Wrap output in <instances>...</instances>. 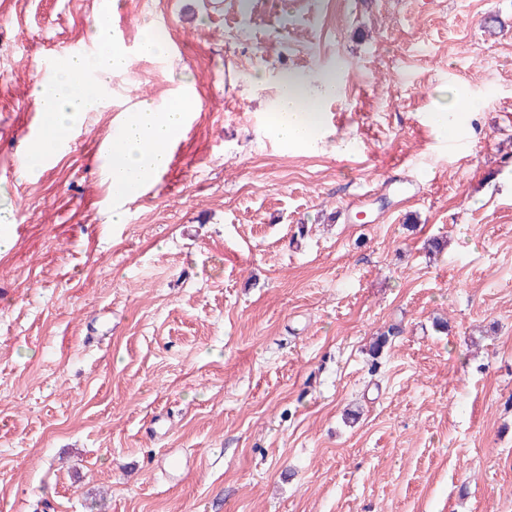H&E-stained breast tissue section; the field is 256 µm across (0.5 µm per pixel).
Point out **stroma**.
Listing matches in <instances>:
<instances>
[{
    "label": "stroma",
    "mask_w": 512,
    "mask_h": 512,
    "mask_svg": "<svg viewBox=\"0 0 512 512\" xmlns=\"http://www.w3.org/2000/svg\"><path fill=\"white\" fill-rule=\"evenodd\" d=\"M96 17L130 66L69 149L0 124V512H512V0H0V115ZM336 71L282 146L281 75ZM184 87L112 223L98 143ZM477 108L476 101L472 99L466 98H456L451 104L448 105V108H442L436 112H434L432 116V121L436 127L438 133L442 136H448V129L450 132L454 131V124L451 121H448V112H467L474 111Z\"/></svg>",
    "instance_id": "obj_1"
}]
</instances>
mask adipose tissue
<instances>
[{"label": "adipose tissue", "instance_id": "1", "mask_svg": "<svg viewBox=\"0 0 512 512\" xmlns=\"http://www.w3.org/2000/svg\"><path fill=\"white\" fill-rule=\"evenodd\" d=\"M92 30L97 50L63 57L56 65L54 79L34 88L44 127L24 149L20 162L23 173L43 169L62 150L71 127L97 111L99 99L84 90L82 79L95 78L105 87L113 74L128 68L127 54L113 41L108 24L94 22ZM339 87V81L332 75L316 83L303 76L282 78L271 116L278 139L298 147L316 139L322 130V103L336 94ZM197 107L196 99L180 97L163 109L142 104L126 116L119 132L112 137L113 195L134 193L151 180L165 165L167 147L183 131L187 113Z\"/></svg>", "mask_w": 512, "mask_h": 512}]
</instances>
